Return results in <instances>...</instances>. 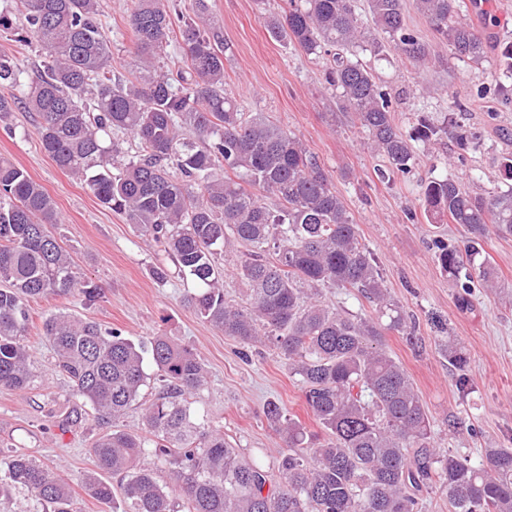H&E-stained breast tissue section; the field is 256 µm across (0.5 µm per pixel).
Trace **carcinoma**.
<instances>
[{"mask_svg": "<svg viewBox=\"0 0 512 512\" xmlns=\"http://www.w3.org/2000/svg\"><path fill=\"white\" fill-rule=\"evenodd\" d=\"M0 11V33L35 41L43 71L25 79L16 57L0 52V122L34 115L40 145L92 191L102 206L162 242L165 258L152 276L177 275L195 285L185 300L212 326L249 349L270 344L298 377L307 408L327 437L309 434L269 401L263 415L286 451L271 468L248 460L219 429L191 419L186 396L207 375L197 355L167 336L134 341L117 330L49 315L43 335L54 369L72 395L104 416L120 417L147 382L145 361L161 391L144 408L145 434L112 431L92 452L98 469L121 476L123 512H422L434 485L448 491L452 512H512V448H486L482 460L431 445L424 405L404 369L386 351L387 331L407 328L408 315L390 296L375 258L331 177L303 141L262 112H244L224 89V35L207 0L185 14L167 0H136L128 16L135 51L128 75H112V42L99 0H15ZM267 17L276 38L316 57L339 50L326 82L340 114L351 113L386 163L383 178L410 172L418 143L444 135L462 149L477 140L454 117L435 124L425 112L410 130L394 121L391 94L360 60L390 47L415 65L430 55L405 26L406 0H290ZM438 39L473 63L486 46L462 18L456 0H413ZM179 29L185 69L157 65ZM115 131L137 144L127 158ZM506 188L472 194L451 177L430 181L425 212L469 234L459 250L436 242L442 268L468 295L479 278L495 277L480 241L494 226L512 233V156L503 160ZM275 199L267 205L262 195ZM57 209L44 187L0 156V387H29L32 352L24 342L27 302L77 295L88 304L102 288L77 275L46 225ZM238 255L234 272L246 302L224 298L220 255ZM354 291L373 313H353L321 300L320 287ZM165 467L170 484L157 481ZM27 490L47 512H74L70 479L24 455L0 459V512L11 491ZM92 497L113 501L112 483L84 478Z\"/></svg>", "mask_w": 512, "mask_h": 512, "instance_id": "obj_1", "label": "carcinoma"}]
</instances>
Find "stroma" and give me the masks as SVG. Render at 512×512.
<instances>
[{"instance_id": "stroma-1", "label": "stroma", "mask_w": 512, "mask_h": 512, "mask_svg": "<svg viewBox=\"0 0 512 512\" xmlns=\"http://www.w3.org/2000/svg\"><path fill=\"white\" fill-rule=\"evenodd\" d=\"M133 0H101L100 21L112 41L114 74L127 72L134 39L127 24ZM224 32V87L243 111L264 112L295 133L328 172L372 251L393 299L409 313L413 334L386 332V350L410 376L433 423L435 445L479 460L483 449L512 448V235L490 232L481 242L499 284L497 293L473 288L463 294L441 268L435 241L464 247L468 233L458 224L429 221L423 207L427 183L449 175L473 193L503 186L501 163L512 155V101L497 92L498 53L512 42V0H468L462 12L483 37L487 58L462 61L440 43L426 18L408 10L406 23L431 46V63L417 67L400 53L372 60L379 83L396 99L394 119L409 128L416 113L443 119L449 100L463 107L460 120L476 132V146L459 149L452 137L417 147L406 174L379 179V161L367 134L350 117L333 119L336 92L325 81L321 59L273 39L269 14L288 9L289 0H210ZM0 156L22 166L54 200L59 221L49 230L71 255L81 278L104 290L91 305L72 296L36 298L27 303L25 341L32 351L33 381L28 389L0 388V451L31 455L71 480L76 512H120L119 476H111L113 502L89 496L83 479L96 470L94 439L112 429L143 432V407L158 393L148 379L137 401L113 422L97 421L90 407L80 422H69L70 384L52 366L53 350L43 322L55 312L118 330L140 339L163 335L190 346L207 372L205 388L190 398L195 422L221 428L225 440L268 466L280 451L262 409L276 401L308 432L323 429L307 409L299 382L275 349L243 358L241 347L200 318L184 297L192 288L178 277L161 283L151 268L161 247L150 235L103 207L88 187L61 170L42 151L34 118L13 113L0 126ZM456 349L466 360L453 367L444 352ZM465 375L467 390L457 377ZM462 418L464 427L449 431Z\"/></svg>"}]
</instances>
